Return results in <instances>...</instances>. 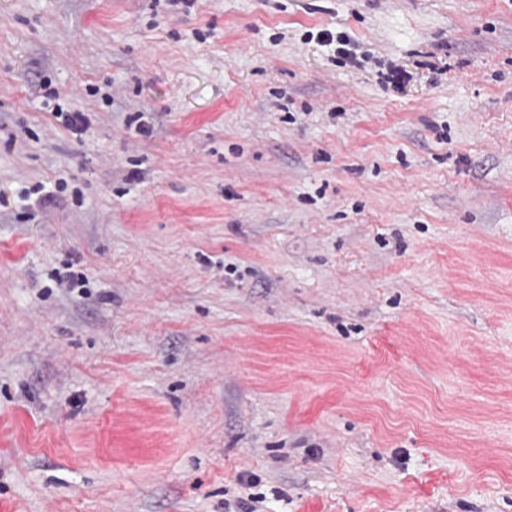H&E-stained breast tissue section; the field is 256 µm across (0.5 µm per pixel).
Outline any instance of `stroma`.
Wrapping results in <instances>:
<instances>
[{
    "label": "stroma",
    "mask_w": 512,
    "mask_h": 512,
    "mask_svg": "<svg viewBox=\"0 0 512 512\" xmlns=\"http://www.w3.org/2000/svg\"><path fill=\"white\" fill-rule=\"evenodd\" d=\"M0 195V512H512V0H0Z\"/></svg>",
    "instance_id": "stroma-1"
}]
</instances>
